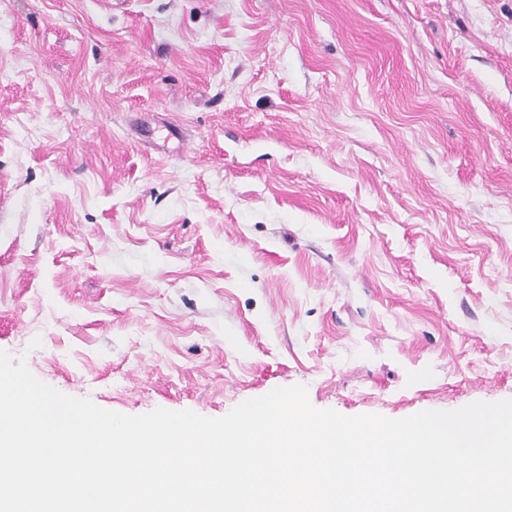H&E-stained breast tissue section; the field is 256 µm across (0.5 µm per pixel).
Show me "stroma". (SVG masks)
I'll list each match as a JSON object with an SVG mask.
<instances>
[{"instance_id":"1","label":"stroma","mask_w":512,"mask_h":512,"mask_svg":"<svg viewBox=\"0 0 512 512\" xmlns=\"http://www.w3.org/2000/svg\"><path fill=\"white\" fill-rule=\"evenodd\" d=\"M0 350L129 415L512 399V0H0Z\"/></svg>"}]
</instances>
